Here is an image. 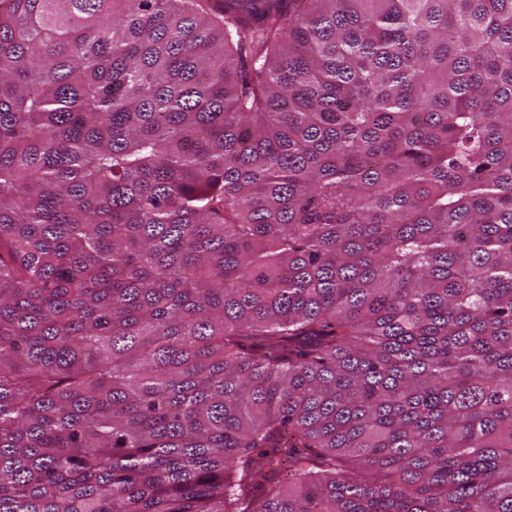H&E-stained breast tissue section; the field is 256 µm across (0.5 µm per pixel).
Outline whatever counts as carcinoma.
Wrapping results in <instances>:
<instances>
[{"instance_id":"cac0c4a2","label":"carcinoma","mask_w":512,"mask_h":512,"mask_svg":"<svg viewBox=\"0 0 512 512\" xmlns=\"http://www.w3.org/2000/svg\"><path fill=\"white\" fill-rule=\"evenodd\" d=\"M0 512H512V0H0Z\"/></svg>"}]
</instances>
